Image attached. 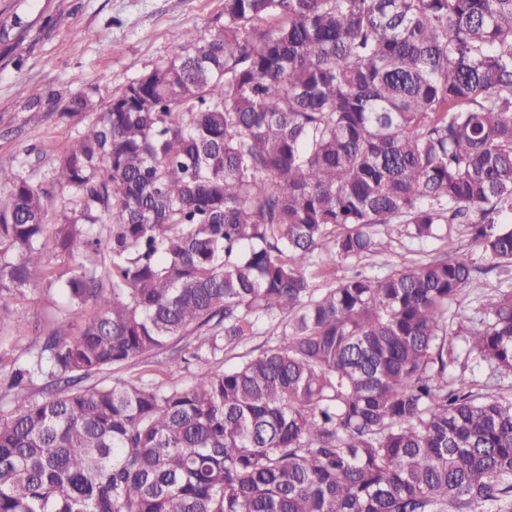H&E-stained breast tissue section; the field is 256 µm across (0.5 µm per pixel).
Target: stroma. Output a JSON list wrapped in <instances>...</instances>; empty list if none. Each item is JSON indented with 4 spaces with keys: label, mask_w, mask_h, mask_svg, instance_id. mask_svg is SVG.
<instances>
[{
    "label": "stroma",
    "mask_w": 512,
    "mask_h": 512,
    "mask_svg": "<svg viewBox=\"0 0 512 512\" xmlns=\"http://www.w3.org/2000/svg\"><path fill=\"white\" fill-rule=\"evenodd\" d=\"M22 17L30 28L0 35V165L30 159L48 182L59 146L83 128L80 119L59 115L57 100L94 90L99 103L127 80L175 55L187 31L205 32L224 23V0H0V25ZM44 92L30 103L31 87ZM434 243L408 237L394 227L389 252L366 259L383 275L432 256ZM25 323L11 331L14 355H25L50 320L79 325L92 307L73 312L60 297L26 289L17 301Z\"/></svg>",
    "instance_id": "stroma-1"
}]
</instances>
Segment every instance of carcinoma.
Here are the masks:
<instances>
[{
	"label": "carcinoma",
	"mask_w": 512,
	"mask_h": 512,
	"mask_svg": "<svg viewBox=\"0 0 512 512\" xmlns=\"http://www.w3.org/2000/svg\"><path fill=\"white\" fill-rule=\"evenodd\" d=\"M0 166V347L17 297L94 306L10 372L0 512H512V291L449 248L322 288L395 224H460L512 279V0H224V26ZM268 327L265 348L228 353ZM194 345L185 382H84ZM512 289V281H506L499 279L495 271L488 273H481L477 275V279L473 286L468 289V296L464 300V304L472 301V305L485 303L491 295L498 293V289ZM465 375L470 379L478 381L483 387H486V392H512V375H500L486 363L470 360Z\"/></svg>",
	"instance_id": "carcinoma-1"
}]
</instances>
